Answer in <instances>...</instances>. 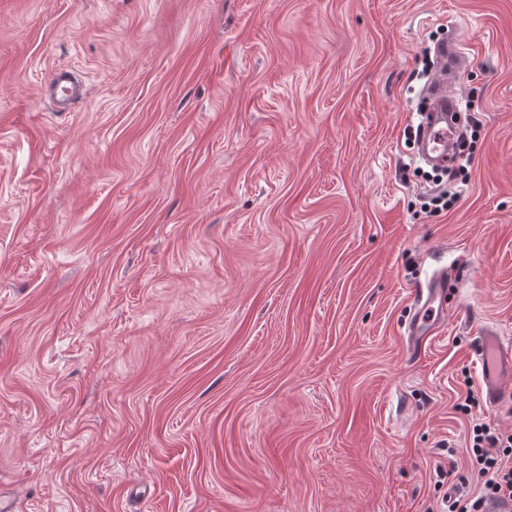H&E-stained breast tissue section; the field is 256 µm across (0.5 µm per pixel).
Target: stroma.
Wrapping results in <instances>:
<instances>
[{
  "label": "stroma",
  "mask_w": 512,
  "mask_h": 512,
  "mask_svg": "<svg viewBox=\"0 0 512 512\" xmlns=\"http://www.w3.org/2000/svg\"><path fill=\"white\" fill-rule=\"evenodd\" d=\"M450 28L476 144L432 212L405 131ZM484 327L512 338V0H0L12 512H445L473 425L512 432ZM84 79L70 69L57 67L41 85L39 95L57 111H68L82 97ZM448 291V278L441 272L432 274L426 281L425 288L420 283L413 290L417 310L408 326V353L411 358L421 357L425 341L443 323ZM471 351L481 368L486 403L498 407L511 399L512 388L507 391V386L512 381V346L505 345L497 332L487 328L475 337Z\"/></svg>",
  "instance_id": "obj_1"
}]
</instances>
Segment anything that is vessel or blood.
<instances>
[{"label":"vessel or blood","instance_id":"1","mask_svg":"<svg viewBox=\"0 0 512 512\" xmlns=\"http://www.w3.org/2000/svg\"><path fill=\"white\" fill-rule=\"evenodd\" d=\"M461 62L457 53L447 46H439L435 70V83H447L460 72ZM84 80L70 69L57 67L41 85L39 94L57 111H68L83 94ZM448 102L439 100L436 112L430 113L419 128L420 139L427 150L440 153L448 144ZM448 279L440 272L434 273L425 286L415 288L416 313L408 326L409 355L420 358L429 336L443 323L446 315ZM472 353L478 361L482 375V390L489 406H499L512 397V346L491 329L476 336Z\"/></svg>","mask_w":512,"mask_h":512}]
</instances>
